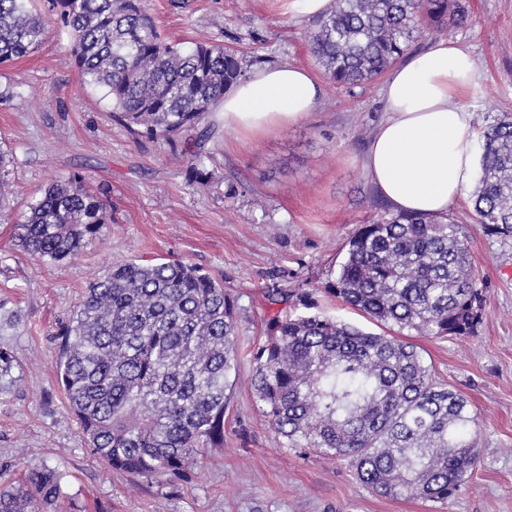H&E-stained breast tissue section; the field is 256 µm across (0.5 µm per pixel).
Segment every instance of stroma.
Wrapping results in <instances>:
<instances>
[{"label":"stroma","instance_id":"35a3bbf8","mask_svg":"<svg viewBox=\"0 0 512 512\" xmlns=\"http://www.w3.org/2000/svg\"><path fill=\"white\" fill-rule=\"evenodd\" d=\"M468 21L432 31L463 46L483 73L470 94L482 137L512 115V0H460ZM167 41L205 40L258 64L310 69L321 104L303 122L257 138L207 123L204 164L193 183L185 157L164 139L132 135L101 92L84 88L69 38L53 26L27 57L0 64V146L11 153L0 200V349L13 357L0 376V484L25 467L65 471L54 512H512V236L486 231L464 198L448 210L460 225L484 296L465 336L414 337L434 379L462 394L479 450L470 478L445 501L383 496L362 484L347 459L285 446L250 383L251 353L277 310L269 292L309 295L313 311L368 332L378 327L326 290L360 225L391 209L362 161L383 117V79L336 86L312 57L309 18L274 0H145ZM79 173L104 187L110 224L63 262L19 247L16 224L51 178ZM131 259L182 260L224 284L236 305L241 366L224 414V445L186 477L144 480L112 470L88 448L56 383L59 331L99 272Z\"/></svg>","mask_w":512,"mask_h":512}]
</instances>
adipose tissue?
<instances>
[{"mask_svg": "<svg viewBox=\"0 0 512 512\" xmlns=\"http://www.w3.org/2000/svg\"><path fill=\"white\" fill-rule=\"evenodd\" d=\"M479 78L470 55L445 39L408 54L387 78L385 116L363 169L393 212L446 214L473 184L477 158L467 96ZM320 102L315 76L283 64L253 71L216 109L225 127L254 136L300 123Z\"/></svg>", "mask_w": 512, "mask_h": 512, "instance_id": "obj_1", "label": "adipose tissue"}]
</instances>
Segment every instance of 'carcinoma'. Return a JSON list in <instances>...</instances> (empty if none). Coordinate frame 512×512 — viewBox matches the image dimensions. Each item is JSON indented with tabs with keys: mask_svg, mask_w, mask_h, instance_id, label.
Instances as JSON below:
<instances>
[{
	"mask_svg": "<svg viewBox=\"0 0 512 512\" xmlns=\"http://www.w3.org/2000/svg\"><path fill=\"white\" fill-rule=\"evenodd\" d=\"M33 0H0V63L48 38ZM85 87L112 103L135 136L198 127L245 78L236 51L166 41L144 0H50ZM467 21L450 0H336L308 46L337 85L367 84L432 27ZM205 185L198 149H185ZM475 220L512 235V118L483 135ZM104 201L79 174L59 176L29 205L18 234L38 260L73 258L108 223ZM327 290L390 331L464 336L482 291L459 225L448 216L392 214L364 224ZM57 382L88 447L116 471L181 478L208 448L224 447V412L240 369L236 310L224 283L184 261L116 264L93 278L62 332ZM251 386L284 443L351 462L385 496L446 501L468 479L478 448L468 402L437 383L417 346L320 313L278 312L252 354ZM66 473L32 465L0 488V512H50Z\"/></svg>",
	"mask_w": 512,
	"mask_h": 512,
	"instance_id": "cac0c4a2",
	"label": "carcinoma"
}]
</instances>
